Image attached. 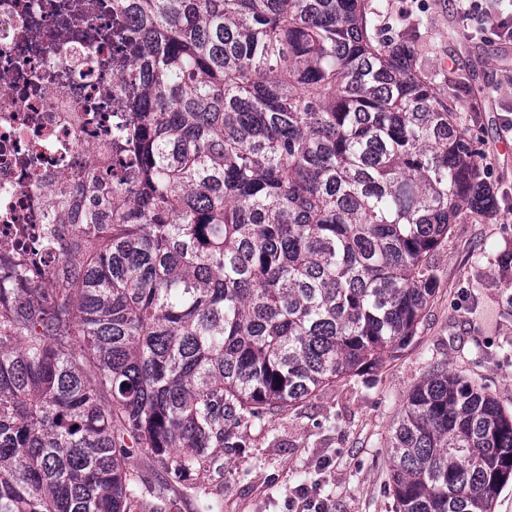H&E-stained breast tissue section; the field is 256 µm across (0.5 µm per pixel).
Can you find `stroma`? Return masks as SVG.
Masks as SVG:
<instances>
[{
  "instance_id": "1",
  "label": "stroma",
  "mask_w": 512,
  "mask_h": 512,
  "mask_svg": "<svg viewBox=\"0 0 512 512\" xmlns=\"http://www.w3.org/2000/svg\"><path fill=\"white\" fill-rule=\"evenodd\" d=\"M381 3L385 13L402 16L400 30L424 70L452 72L454 84H438L436 92L464 107L499 209L494 218L452 225L432 257L436 297L398 357L280 412L264 428L239 430L245 447L225 449L221 470L206 484L224 512H285L300 486L328 512H394L386 438L433 364L486 384L512 412V302L489 284L499 246L512 239V138L502 133L512 119V40L462 24L455 0Z\"/></svg>"
}]
</instances>
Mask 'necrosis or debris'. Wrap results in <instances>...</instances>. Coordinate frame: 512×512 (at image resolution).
I'll use <instances>...</instances> for the list:
<instances>
[{"label":"necrosis or debris","instance_id":"1","mask_svg":"<svg viewBox=\"0 0 512 512\" xmlns=\"http://www.w3.org/2000/svg\"><path fill=\"white\" fill-rule=\"evenodd\" d=\"M127 26L112 0H0V268L33 259L41 225L70 223L56 203L85 198L88 174L111 188Z\"/></svg>","mask_w":512,"mask_h":512}]
</instances>
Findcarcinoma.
<instances>
[{
    "label": "carcinoma",
    "mask_w": 512,
    "mask_h": 512,
    "mask_svg": "<svg viewBox=\"0 0 512 512\" xmlns=\"http://www.w3.org/2000/svg\"><path fill=\"white\" fill-rule=\"evenodd\" d=\"M142 32L112 201L0 287V512H167L324 387L409 346L430 255L493 212L443 72L375 0H116ZM394 512H491L512 413L446 364L387 440Z\"/></svg>",
    "instance_id": "carcinoma-1"
}]
</instances>
